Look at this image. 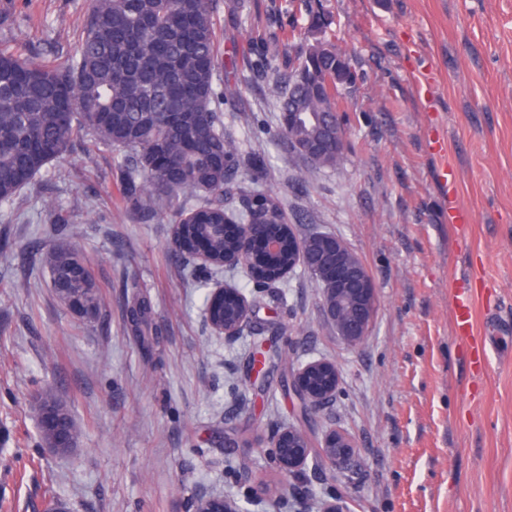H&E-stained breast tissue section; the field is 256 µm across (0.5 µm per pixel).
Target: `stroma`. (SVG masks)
I'll list each match as a JSON object with an SVG mask.
<instances>
[{
	"label": "stroma",
	"mask_w": 512,
	"mask_h": 512,
	"mask_svg": "<svg viewBox=\"0 0 512 512\" xmlns=\"http://www.w3.org/2000/svg\"><path fill=\"white\" fill-rule=\"evenodd\" d=\"M90 8L0 0V43L64 62ZM315 10L361 79L341 101L340 165L311 173L279 133L273 89ZM217 18L241 89L224 115L239 176L261 170L298 236L329 232L358 256L378 293L371 331L346 346L299 269L265 292L252 331L215 335L206 297L221 281L243 286L241 273L176 262L172 207L118 208L119 160L81 133L0 205V512H44L54 498L72 512H189L199 490L278 482L269 457L246 463L298 411L282 377L312 358L335 362L340 385L305 429H345L361 452L352 470L291 477L278 512H298L302 492L348 497L356 512H512V0H220ZM67 240L105 293L96 322L60 302L42 262ZM135 283L152 303L146 347L127 323ZM460 295L473 305L467 337L454 327ZM257 332L276 345L261 388ZM45 389L79 428L69 455L39 440Z\"/></svg>",
	"instance_id": "1"
}]
</instances>
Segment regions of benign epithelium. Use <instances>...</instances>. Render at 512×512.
I'll use <instances>...</instances> for the list:
<instances>
[{"instance_id": "7a95c632", "label": "benign epithelium", "mask_w": 512, "mask_h": 512, "mask_svg": "<svg viewBox=\"0 0 512 512\" xmlns=\"http://www.w3.org/2000/svg\"><path fill=\"white\" fill-rule=\"evenodd\" d=\"M238 250L224 256V267H249L257 247L261 246L269 254L281 248L283 234H288V244L292 248V260L288 268L276 272L271 278L262 281L261 286L273 285L294 270L310 269V261L302 246V239L293 230L277 228L266 224H238ZM347 277L344 262L336 263V269L325 275V288L322 289V306L327 319L336 333L349 347L360 345L369 335L378 307L377 289L372 278H366L367 287L358 289L362 296L363 312L359 320H352L340 302L342 285ZM231 296L237 305V314L231 320L215 316L216 308H224V296ZM255 313L254 300L248 298L239 288L226 282L210 291L205 308V318L212 331L226 340L237 339L250 328ZM340 382L336 364L326 359H313L291 370L288 376V391L298 400L300 409L309 413L330 404L336 398ZM267 447L274 458L280 474L295 476L307 469H328L348 471L355 465L360 448L356 437L345 429L330 427L319 437L318 442L307 441V433L299 426L290 423L283 425L269 437ZM288 494V483L275 486L264 485L252 492L250 503L254 512H274ZM204 512H242L237 496L229 491L214 495L207 491L197 493ZM314 512H353L351 502L345 497L330 495L317 502Z\"/></svg>"}]
</instances>
